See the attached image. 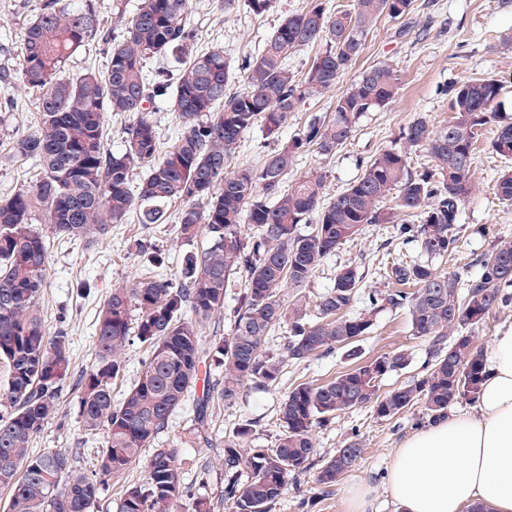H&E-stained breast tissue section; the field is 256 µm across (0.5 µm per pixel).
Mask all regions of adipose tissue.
Returning a JSON list of instances; mask_svg holds the SVG:
<instances>
[{
	"label": "adipose tissue",
	"mask_w": 512,
	"mask_h": 512,
	"mask_svg": "<svg viewBox=\"0 0 512 512\" xmlns=\"http://www.w3.org/2000/svg\"><path fill=\"white\" fill-rule=\"evenodd\" d=\"M473 411L452 413L396 448L385 485L401 512H512V327L485 356Z\"/></svg>",
	"instance_id": "obj_1"
}]
</instances>
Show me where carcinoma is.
Wrapping results in <instances>:
<instances>
[{
    "label": "carcinoma",
    "instance_id": "cac0c4a2",
    "mask_svg": "<svg viewBox=\"0 0 512 512\" xmlns=\"http://www.w3.org/2000/svg\"><path fill=\"white\" fill-rule=\"evenodd\" d=\"M225 13L244 8L261 16L274 0H215ZM414 0H352L330 13L323 0L284 17L262 51L244 68L246 91L226 94L232 78L224 50H194L196 33L188 21L189 0H139L131 14L119 10L121 34L112 37L99 19L96 0H40L20 39L19 81L38 93L41 127L13 142L9 155L33 159L41 176L35 184L0 199V488L9 490V512H93L101 487L139 460L145 448L183 406L200 381L201 366L224 368V381L196 401L190 434L202 438L212 399L236 405L246 389L267 390L281 380L285 360L304 362L335 348H348L355 365L321 384L300 383L288 390L272 448H248L253 424L240 425L224 441V500L233 512H270L288 478L317 470L316 483L332 487L363 456L352 434L330 458L317 463L315 429L358 407L392 418L419 404L428 421L458 404L478 401L486 376L485 356L472 332L494 310L512 305V242L497 245L480 260L478 275L466 282L441 273L429 260L454 252L462 205L481 129L498 126L492 151L512 159V121L499 112L502 87L492 78H473L445 89L452 116L434 128L422 118L403 132L404 148L369 160L361 175L326 200L325 175L307 173L288 184L301 148L312 145L336 154L353 136L366 112L393 101L400 89L397 70L376 64L363 70L336 98L329 120H313L303 137L268 153L258 167L226 170L255 124L279 140L292 114L308 100L329 93L355 64L378 20L408 14ZM103 46L106 68L67 73L79 50ZM318 45L308 70L288 65L296 50ZM172 56L182 61L176 75L147 70L148 60ZM159 101L169 104L181 126L175 144L160 153L156 125L145 113ZM111 112L134 116L125 128L126 145H105ZM421 149L435 167H410ZM146 169L132 184L131 173ZM496 196L512 205V171L497 180ZM182 201L177 235L190 242L205 234L210 245L188 252L173 275L157 274L131 287L112 289L94 324V365L79 376L80 418L99 441L90 473L70 462L67 452H30L34 435L60 410L70 372V342L48 334L38 302L48 278L50 237L106 239L112 224L136 212L141 224H165L167 206ZM392 205H386V202ZM316 216L314 229L299 225ZM41 220L37 227L33 221ZM256 234L247 236L242 225ZM369 224H390L394 240L415 244L426 261L394 258L383 262L387 288L365 294L366 309L350 313L363 274L342 267L316 302L311 319L284 288H300L323 261ZM245 277L231 314L230 332L207 335L224 313L227 288ZM406 310L413 336L427 344L425 374L380 394L382 380L409 365L402 350L366 361L352 345L367 335L379 313ZM138 317L132 318V312ZM288 325L283 351L267 348L270 332ZM150 348L138 381L115 403L112 380L123 369L124 351L135 342ZM204 439V438H202ZM210 444V439H204ZM119 512H212L204 498L184 500L183 472L175 448H156L145 481L127 488Z\"/></svg>",
    "mask_w": 512,
    "mask_h": 512
}]
</instances>
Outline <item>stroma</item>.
I'll use <instances>...</instances> for the list:
<instances>
[{
  "mask_svg": "<svg viewBox=\"0 0 512 512\" xmlns=\"http://www.w3.org/2000/svg\"><path fill=\"white\" fill-rule=\"evenodd\" d=\"M39 0H0V199L32 185L39 170L29 160H6L11 143L34 134L40 127L37 95L15 79L20 63V34L32 19ZM189 20L197 33L196 48L205 52L223 48L234 75L229 92L243 91L242 64L254 57L281 17L306 9L309 0H275L273 9L261 17L240 11L227 17L210 7V0H189ZM376 63L395 68L400 89L385 108L365 113L347 143L336 155L324 156L305 147L295 170L326 173L323 194L331 198L344 190L362 172L373 155L403 146L402 132L416 118H426L434 127L444 125L451 115L444 90L448 84L471 78L491 77L503 86L502 110L512 117V0H414V8L400 19L382 18L367 38L365 48L351 69L336 84L333 93L307 101L292 116L281 137H301L316 118L331 117L333 101L357 75ZM496 131L488 124L485 139L475 154L472 192L462 206L457 249L452 257L436 261L439 272H459L470 279L479 271L478 261L501 241H512V207L501 204L494 193L498 174L512 167L489 147ZM392 229L372 224L361 235L346 241L319 267L304 288L286 289V300L301 298L307 311H314L318 297L332 284L336 272L347 265L358 266L365 278L363 288L379 286V267L385 254L419 258L416 246L394 244L384 249ZM208 245L207 238L192 242L178 238L173 224H141L136 215L113 225L107 240L98 243L84 238L54 236L50 239L49 276L39 300V310L49 334L66 333L71 342V373L63 385L60 411L33 439V453L49 448L75 451L77 467H96L93 452L87 451V437L79 414L80 391L76 385L82 371L94 363L92 325L100 303L112 288L131 284L157 271L174 273L185 253ZM161 255L164 268L153 257ZM363 358L405 350L412 362L403 371L387 376L381 392L391 391L420 374L426 359V345L413 336L407 312L379 315L372 332L358 343ZM343 350L309 361L286 363L281 382L266 390H246L239 404L214 411L209 433L211 447L193 443L189 436L193 401L176 412L167 428L156 435L154 447H178L185 471L188 497H202L214 505V512H232L223 498L224 475L216 461L224 454V440L239 424L253 425L252 444L270 447L279 432L278 413L290 387L303 382L322 383L351 368ZM420 407H412L390 419H380L371 408H357L338 416L327 427L315 430L318 458L333 455L351 433H358L365 453L352 471L335 486L324 489L306 472L288 481L284 494L271 512H345L343 493L347 486L370 485L375 512H399L384 484V474L394 448L416 430Z\"/></svg>",
  "mask_w": 512,
  "mask_h": 512,
  "instance_id": "35a3bbf8",
  "label": "stroma"
}]
</instances>
